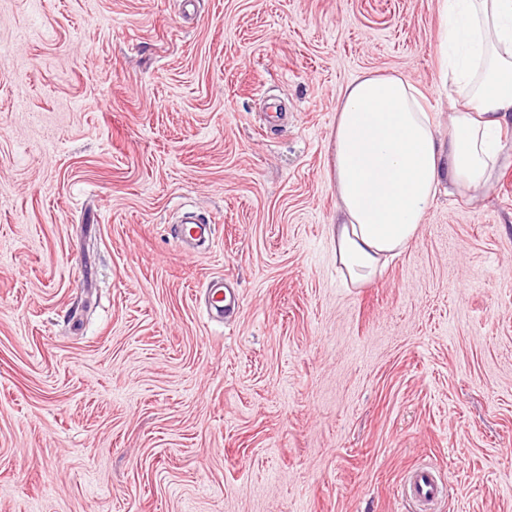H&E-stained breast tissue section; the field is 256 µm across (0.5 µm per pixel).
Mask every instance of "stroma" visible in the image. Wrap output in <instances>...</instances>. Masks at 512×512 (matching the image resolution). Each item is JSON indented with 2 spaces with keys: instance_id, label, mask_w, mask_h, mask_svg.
<instances>
[{
  "instance_id": "stroma-1",
  "label": "stroma",
  "mask_w": 512,
  "mask_h": 512,
  "mask_svg": "<svg viewBox=\"0 0 512 512\" xmlns=\"http://www.w3.org/2000/svg\"><path fill=\"white\" fill-rule=\"evenodd\" d=\"M442 53L438 0H0V512H512V162L371 283L331 236L345 86L446 132ZM214 235L213 224H199L195 221H185L181 225L180 234L177 236L182 243L187 244L189 241L211 240ZM205 297L208 308H213L219 312H223L224 309L238 303V298L235 295L232 298L224 291V277L221 276L212 277L206 282ZM445 486L435 471L429 466L416 468L405 485L402 494L423 506H431L445 496Z\"/></svg>"
}]
</instances>
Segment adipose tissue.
I'll return each mask as SVG.
<instances>
[{
	"label": "adipose tissue",
	"instance_id": "obj_1",
	"mask_svg": "<svg viewBox=\"0 0 512 512\" xmlns=\"http://www.w3.org/2000/svg\"><path fill=\"white\" fill-rule=\"evenodd\" d=\"M445 68L457 102L440 135L418 87L366 72L336 108V261L371 282L414 239L441 184L475 193L503 162L495 135L512 116V0H439Z\"/></svg>",
	"mask_w": 512,
	"mask_h": 512
}]
</instances>
